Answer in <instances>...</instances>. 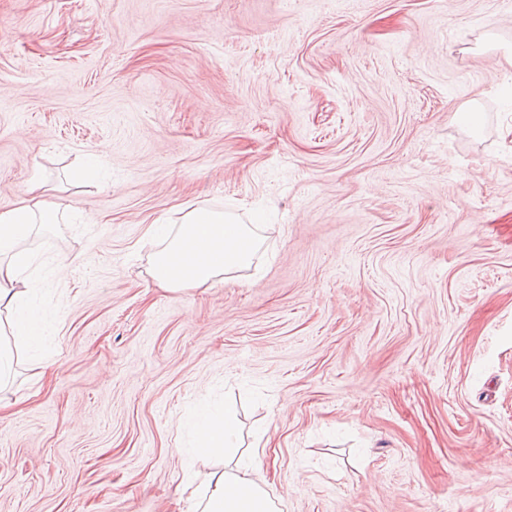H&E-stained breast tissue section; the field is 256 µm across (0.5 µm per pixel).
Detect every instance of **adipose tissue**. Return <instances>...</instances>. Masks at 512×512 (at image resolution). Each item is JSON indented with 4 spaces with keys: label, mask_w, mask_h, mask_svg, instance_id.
I'll list each match as a JSON object with an SVG mask.
<instances>
[{
    "label": "adipose tissue",
    "mask_w": 512,
    "mask_h": 512,
    "mask_svg": "<svg viewBox=\"0 0 512 512\" xmlns=\"http://www.w3.org/2000/svg\"><path fill=\"white\" fill-rule=\"evenodd\" d=\"M49 210L45 201L28 194L0 212V307L7 313L0 331L19 336L29 348H39L49 334L46 319L27 305L22 288L34 265L33 253L23 242L35 225L45 223ZM162 243L155 253L151 276L168 291L205 285L212 279L250 269L259 239L249 225L228 213L211 209L189 211L179 230L167 224L148 229ZM198 449L214 457L232 448L236 420L231 412L201 409L193 422ZM252 460H241L237 469L212 475L198 489L185 512H273L265 490L247 472Z\"/></svg>",
    "instance_id": "ef3b65f1"
}]
</instances>
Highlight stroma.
<instances>
[{"instance_id":"1","label":"stroma","mask_w":512,"mask_h":512,"mask_svg":"<svg viewBox=\"0 0 512 512\" xmlns=\"http://www.w3.org/2000/svg\"><path fill=\"white\" fill-rule=\"evenodd\" d=\"M509 48L512 0H0V211L36 169L62 210L0 512H178L237 461L205 405L278 512H512ZM194 208L254 265L156 288L145 230ZM197 448L214 457H223L233 447L236 432L234 414L224 409V414L210 408L201 409L193 422Z\"/></svg>"}]
</instances>
